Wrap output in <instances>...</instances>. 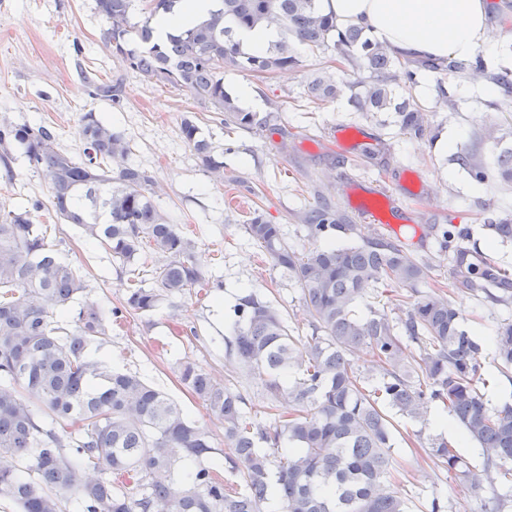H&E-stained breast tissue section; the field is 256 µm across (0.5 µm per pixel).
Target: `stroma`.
Segmentation results:
<instances>
[{"label":"stroma","instance_id":"1","mask_svg":"<svg viewBox=\"0 0 512 512\" xmlns=\"http://www.w3.org/2000/svg\"><path fill=\"white\" fill-rule=\"evenodd\" d=\"M491 40L483 49L486 71L472 79L441 72L405 84L404 94L425 109L431 136L401 134L387 113L356 111L348 95L315 104L310 82L330 73L338 84L368 82L369 74L348 64L334 65L335 49L302 53L299 65L261 76L247 69L224 73V88H253L259 112L277 111L261 130H226L222 117L190 93L148 80L103 41L105 21L93 0H0V129L43 125L55 134L57 149L82 157L80 118L92 112L124 134L132 160L151 172L152 199L171 223L193 230L195 262L220 281L210 295L188 294L163 301L152 314H122L104 345L113 368L137 373L187 409L212 436L223 458V426L210 418L197 397L178 381L180 359L194 361L219 382L242 394L246 408L270 423L267 394L256 377L242 373L225 350L233 305L242 288L259 289L281 310L293 336L312 333L301 288L273 266L245 232L253 214L281 225L294 249L306 252L330 242L361 243L378 235L399 243L428 265L427 285L446 283L448 252L433 224L466 228V245L492 262L512 268V244L492 242L486 223L512 211V187L496 175L473 182L454 159L468 149L493 159L512 147V98L491 90L490 76L512 72V0H490ZM111 84L114 99L96 94ZM194 116L214 156L224 163L216 178L180 134L183 115ZM385 142L388 168L367 166L365 147ZM10 167L0 166V204L29 210L36 224L54 222L49 182L20 147ZM331 207L354 234L324 239L308 234L306 214ZM53 243L59 256L84 275L88 300L113 309L123 303L128 275L109 253L86 240L72 224L59 226ZM463 326L483 343V393L493 406L512 401V379L501 375L488 342L512 304L502 305L465 291L450 293ZM447 412L433 403L426 419L395 416L398 432L391 450V489L410 512H512L499 498L512 496L504 485L473 489L433 455L445 440L438 422Z\"/></svg>","mask_w":512,"mask_h":512}]
</instances>
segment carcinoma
<instances>
[{
  "label": "carcinoma",
  "instance_id": "1",
  "mask_svg": "<svg viewBox=\"0 0 512 512\" xmlns=\"http://www.w3.org/2000/svg\"><path fill=\"white\" fill-rule=\"evenodd\" d=\"M106 21L105 44L131 68L156 82L189 92L224 116V125L262 129L272 112H246L224 90V69L247 67L271 74L299 64V50L329 45L340 61L357 62L376 82L351 96L359 112H393L404 135L422 137L424 109L398 92L417 72L448 71L458 76L485 68L469 60L409 61L390 54L358 28L342 29L319 0H217L202 23L162 39L157 18L173 15L181 0H151L143 19L130 23L139 0H94ZM275 27L281 37L265 50L242 51L233 25ZM135 29L139 47L129 46ZM342 88L320 77L308 88L317 102L337 98ZM84 158L59 151L45 126L0 129V162L9 167L15 144L49 180L55 218L76 224L86 237L127 267L154 259L152 285L127 282L125 309L155 311L172 297L220 284L193 260L195 239L153 202V176L129 161L126 139L94 113L81 117ZM182 139L203 165L223 177L211 143L190 116L181 120ZM456 160L481 182L493 168L512 184V148L487 163L474 152ZM307 228L325 235L340 224L336 214L316 211ZM500 243H512V212L486 225ZM50 224H34L22 208L0 207V452L25 467L0 470V498L17 512H260L271 499L283 512H408L387 486L394 425L391 407L413 419L441 403L475 443L481 464L469 466L447 442L433 448L450 471L475 489L512 479V405L491 408L483 398L482 345L463 328L445 292L417 290L426 263L384 238L360 245L298 252L288 246L278 224L254 213L246 232L274 264L302 289L314 320L312 334L291 335L279 310L252 288L241 289L233 306L227 352L245 372L264 384L272 407L270 425L254 422L244 398L215 381L194 362H178L180 381L224 425L231 454L213 456L210 433L160 389L131 372L119 371L98 356L112 332L118 310L81 301L86 282L58 255ZM466 232H443L452 254L450 286L507 304L512 270L462 246ZM408 289L404 316L393 320L369 310L356 314L371 293ZM76 310L69 330L59 319ZM417 344L418 355L407 342ZM366 347L376 357L381 379L367 388L349 356ZM494 352L503 374L512 373V320L500 324ZM242 477L244 489L220 479L219 468ZM99 473L91 478L87 469Z\"/></svg>",
  "mask_w": 512,
  "mask_h": 512
}]
</instances>
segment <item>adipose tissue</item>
<instances>
[{"label":"adipose tissue","instance_id":"obj_1","mask_svg":"<svg viewBox=\"0 0 512 512\" xmlns=\"http://www.w3.org/2000/svg\"><path fill=\"white\" fill-rule=\"evenodd\" d=\"M338 26L370 33L404 59L469 58L488 43V0H322Z\"/></svg>","mask_w":512,"mask_h":512}]
</instances>
